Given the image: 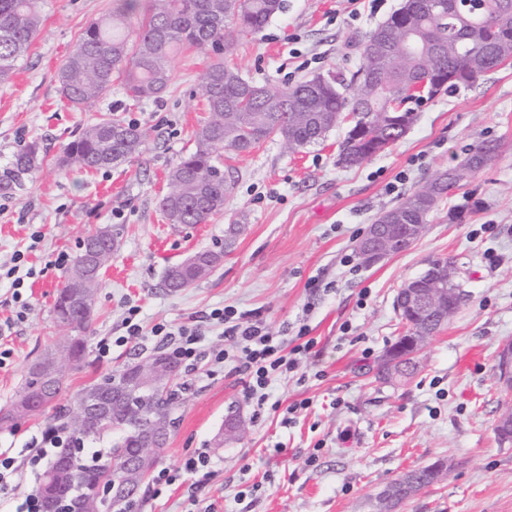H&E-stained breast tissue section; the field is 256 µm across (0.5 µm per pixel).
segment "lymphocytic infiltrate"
Masks as SVG:
<instances>
[{
    "instance_id": "1",
    "label": "lymphocytic infiltrate",
    "mask_w": 512,
    "mask_h": 512,
    "mask_svg": "<svg viewBox=\"0 0 512 512\" xmlns=\"http://www.w3.org/2000/svg\"><path fill=\"white\" fill-rule=\"evenodd\" d=\"M138 308H130L123 321L125 335L117 337L114 344L100 343V357H107L111 346H124L130 342L152 335L172 342V354L180 363L195 365L199 360H209L210 364L232 363L235 373L246 375V396L252 400L257 409H264L268 399V388L274 380L298 372L302 363L316 358V342L309 338L307 325H300L296 334L297 342L286 345L283 337L275 335L260 320L247 321L238 314L234 307L213 309L209 317L224 327L225 346L221 349L204 351L200 335L187 327H173L168 324H155L151 330H143L137 320ZM191 476L186 493L189 501H196L201 481L210 480L214 472L211 457L200 451L186 458L176 470L160 469L153 477L156 485L175 484L177 477Z\"/></svg>"
}]
</instances>
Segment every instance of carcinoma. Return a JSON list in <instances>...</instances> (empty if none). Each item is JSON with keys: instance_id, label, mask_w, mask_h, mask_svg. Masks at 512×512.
<instances>
[{"instance_id": "carcinoma-1", "label": "carcinoma", "mask_w": 512, "mask_h": 512, "mask_svg": "<svg viewBox=\"0 0 512 512\" xmlns=\"http://www.w3.org/2000/svg\"><path fill=\"white\" fill-rule=\"evenodd\" d=\"M285 0H113L112 16L91 23L75 49L63 60L57 79L62 97L77 112L91 108L122 79L125 92L134 100L158 98L172 78V62L186 49L211 51L215 60L202 76L207 120L195 134L194 149L182 156L168 176V191L160 207L171 224H205L224 212L231 192L230 173L224 171L219 152L225 148L245 153L260 142L279 138L286 149L295 152L319 142L343 114L392 112L402 122H376L369 128L348 130L339 146V161L347 167L359 166L373 157L376 141L394 144L414 121L413 109L456 84L432 75L459 73L465 82L512 60V0H452L443 5L436 0H405L386 21L361 39V65L354 76L356 87L346 96L336 81L314 75L293 86L273 87L244 78L224 61L235 38L256 33L282 13ZM40 27L37 0H0V82L14 73L27 53ZM419 43V50L405 51L408 42ZM147 134L119 118L105 117L83 130L65 150L61 163L87 170H98L125 162L141 151ZM493 144L478 145L456 166L425 181L396 205L383 210L374 223L394 210L410 211L414 202L428 205L423 222L429 223L448 195V186H460L472 171L489 165L496 156ZM44 159L39 140H31L0 166V195L23 189ZM121 228L114 227L109 238L98 239L89 231L68 272L64 286L56 294L52 313L60 328L72 332L67 348L76 362L86 353V330L91 317L80 310L76 288L95 294L102 264L112 258ZM200 278L177 266L168 267L162 287L170 292L190 288ZM413 333L433 336L436 324L427 317L402 315ZM66 366L58 378L43 382L30 370L21 394H59ZM179 393L171 389L161 399L147 401L142 414L172 413ZM126 423L106 424L83 434L76 418L69 414L66 427L76 442L119 430L112 456L97 463H85L71 448L58 452L80 474L82 492L96 496L98 484L112 479L113 468L121 458L136 454L134 430Z\"/></svg>"}]
</instances>
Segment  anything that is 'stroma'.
Masks as SVG:
<instances>
[{
  "label": "stroma",
  "mask_w": 512,
  "mask_h": 512,
  "mask_svg": "<svg viewBox=\"0 0 512 512\" xmlns=\"http://www.w3.org/2000/svg\"><path fill=\"white\" fill-rule=\"evenodd\" d=\"M402 0H286L260 32L242 35L226 61L258 83L291 85L313 76L351 77L358 41ZM41 27L11 78L0 83V164L25 142H42L44 164L23 191L0 196V265L16 251L29 274L15 302L0 278V408L11 405L29 369L61 338L52 306L87 231L117 225L122 236L96 290L88 352L67 372L55 402L35 416L0 426V448L22 474L10 496L20 501L34 483L30 444L88 384L158 350L149 336L112 348L129 307L144 329L156 323L199 327L203 347H222V326L204 322L212 309L256 314L270 329L295 336L307 324L317 357L302 379L281 378L271 400H309L285 425L279 413L255 415L245 382L226 370H182L175 426L158 467L174 469L198 449L214 476L198 494L217 512H370L369 496L404 473L448 460L445 480L425 488L395 512H512V445L495 425L512 406L495 379L500 344L512 339V63L472 86L444 91L415 109L406 135L364 164H339L341 122L319 143L296 154L269 139L247 153L224 152L234 186L222 214L209 223H168L159 210L170 169L194 147L207 117L201 78L213 53L186 50L173 62L162 99L136 102L120 85L87 112L69 109L56 72L85 28L112 12V0H40ZM149 133L142 152L121 164L86 172L58 160L67 144L101 115ZM484 142L495 162L440 204L413 248L368 268L345 264L374 217L453 167ZM245 232L205 279L177 293L161 286L165 269L200 249H220L224 229ZM498 255L490 266L488 254ZM450 259L464 299L447 326L418 356L405 383L376 380L382 354L404 332L394 309L403 282L427 260ZM244 421L241 437L223 441L229 406Z\"/></svg>",
  "instance_id": "35a3bbf8"
}]
</instances>
